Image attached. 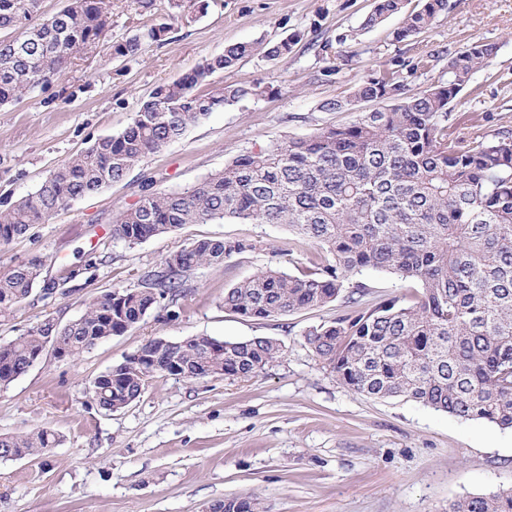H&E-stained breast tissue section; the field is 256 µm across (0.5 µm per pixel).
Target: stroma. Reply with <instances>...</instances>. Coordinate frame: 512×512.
<instances>
[{"label": "stroma", "instance_id": "1", "mask_svg": "<svg viewBox=\"0 0 512 512\" xmlns=\"http://www.w3.org/2000/svg\"><path fill=\"white\" fill-rule=\"evenodd\" d=\"M374 0H112V24L97 50L45 89L0 105V203L33 193L49 171L121 132L152 90L235 43L294 37L287 59L255 55L216 81L271 87L269 96L214 110L118 183L74 201L0 246V272L39 258L42 289L0 319V344L52 319L79 318L92 297L136 287L139 275L201 238L247 239L253 251L189 274L165 318L148 313L80 358L52 354L0 389V435L46 426L60 443L40 459L0 460V512H209L255 498L264 512H448L450 501L512 488V430L461 422L403 399H373L342 385L305 341L315 325L348 313L346 297L324 307L255 320L224 308V291L266 268L295 272L283 254L292 236L278 224H188L130 245L112 218L133 204L144 177L184 190L234 156L355 113L319 105L398 64L429 60L407 78L416 94L447 82L448 61L470 39L498 43L490 69L473 74L452 104L458 139L512 129V0H448L414 40L393 42L397 19L365 30ZM170 23L164 40L135 59L113 48L143 28ZM208 335L269 337L283 354L248 379L156 378L128 407L107 412L93 380L148 339Z\"/></svg>", "mask_w": 512, "mask_h": 512}]
</instances>
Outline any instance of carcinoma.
<instances>
[{"label": "carcinoma", "instance_id": "cac0c4a2", "mask_svg": "<svg viewBox=\"0 0 512 512\" xmlns=\"http://www.w3.org/2000/svg\"><path fill=\"white\" fill-rule=\"evenodd\" d=\"M448 0H425L412 12L403 0H375L362 28L398 16L397 42L414 39ZM39 0H0V104L50 86L74 53L94 45L112 17L111 0H66L38 23ZM170 25L145 29L114 49L136 58L145 44L163 40ZM293 38L236 43L191 72L156 87L117 135L97 139L51 170L38 189L0 209V245L43 224L58 210L124 179L148 155L226 104L261 97L258 83L224 85L213 75L256 54L288 57ZM498 44L472 41L448 61V81L418 93L405 91L398 70L360 81L348 98L327 99L324 112L371 102L345 125H329L245 151L224 169L183 191L156 187L149 177L138 200L117 215L112 235L138 244L186 224H280L317 248L310 266L293 275L265 270L224 291V308L266 319L324 307L344 290L352 315L311 327L305 341L356 394L402 398L460 421H486L512 429V132L451 137V104L472 75L490 67ZM245 240L204 238L144 272L135 288H115L91 299L85 313L56 329L42 322L0 345V386L24 375L29 358L43 351L48 333L71 359L135 327L154 308L183 295L188 273L224 264L253 251ZM39 259L0 273V317L10 316L41 282ZM380 271L417 281L411 301L399 297L364 307L354 295L367 285L352 277ZM134 355L91 385L94 402L119 411L151 382L180 367L183 377H206L211 361L224 376L249 378L278 359L282 346L269 337L220 341L191 336L172 346L147 340ZM59 439L45 427L0 436V452L41 458ZM214 512H263L252 498L227 499ZM448 512H512V489L473 494L448 503Z\"/></svg>", "mask_w": 512, "mask_h": 512}]
</instances>
